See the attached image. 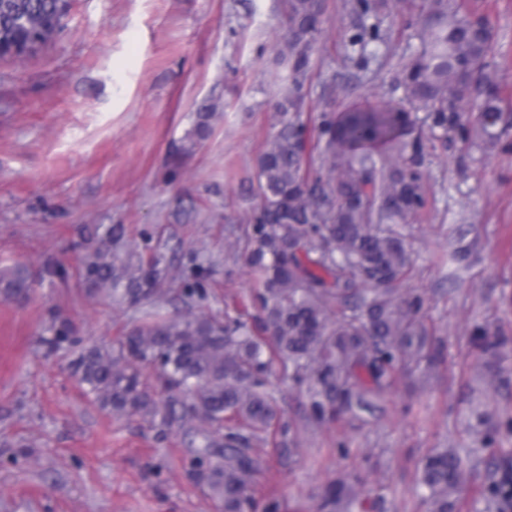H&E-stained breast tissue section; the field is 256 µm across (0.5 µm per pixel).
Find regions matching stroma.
Wrapping results in <instances>:
<instances>
[{
    "label": "stroma",
    "instance_id": "1",
    "mask_svg": "<svg viewBox=\"0 0 512 512\" xmlns=\"http://www.w3.org/2000/svg\"><path fill=\"white\" fill-rule=\"evenodd\" d=\"M472 3L512 94V0ZM417 21L406 0H389L363 70L349 46L359 17L347 0H326L304 86L309 141L321 113L397 101L385 60L417 51ZM283 36L282 0H70L50 45L0 60V267L40 275L31 299L0 300V512H217L192 476L189 425L113 417L71 375L75 350L44 340L56 315L87 344L136 323L135 309L86 294V225H124L143 259L164 255L203 280L194 309L255 314L242 244L276 121ZM207 105L216 111L200 140ZM416 130L428 203L403 227L414 270L401 289L424 298L442 359L400 371L360 419L302 428L295 447L260 445L253 493L278 497L280 512H320L335 480L356 492L351 512H426L420 466L440 448L462 462L457 512H495L489 488L512 468V148L439 140L423 118ZM477 409L498 426L487 447Z\"/></svg>",
    "mask_w": 512,
    "mask_h": 512
}]
</instances>
